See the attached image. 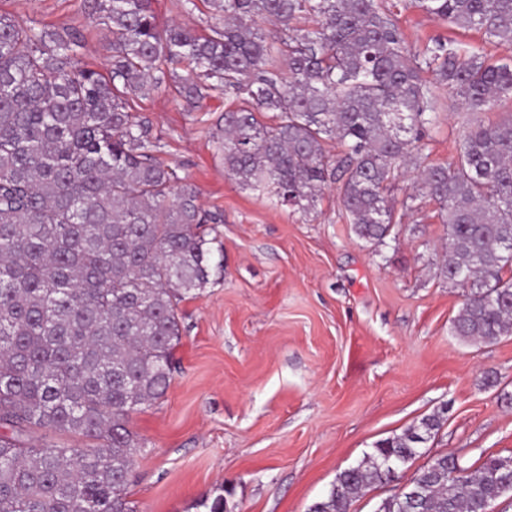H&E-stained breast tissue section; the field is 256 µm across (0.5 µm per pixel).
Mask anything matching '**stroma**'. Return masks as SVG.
<instances>
[{
	"mask_svg": "<svg viewBox=\"0 0 512 512\" xmlns=\"http://www.w3.org/2000/svg\"><path fill=\"white\" fill-rule=\"evenodd\" d=\"M385 3L410 49L451 39L512 59V45L431 20L411 0ZM151 10L158 26L201 32L214 15L204 2L184 12L180 0H151ZM0 13L83 33L81 66L109 74V38L84 0H0ZM234 100L214 92L191 108L163 88L133 102L165 163L221 218L203 227L206 287L177 304L171 385L131 419L142 443L129 487L137 512H206L219 495L227 512H308L376 442L436 411L443 424L401 481L440 454L466 467L512 456V336L471 345L453 335L463 297L440 274L436 204L407 213L384 246L356 238L335 188L306 213L277 204L224 171L223 115ZM437 110L424 153L446 165L471 115L442 91Z\"/></svg>",
	"mask_w": 512,
	"mask_h": 512,
	"instance_id": "1",
	"label": "stroma"
}]
</instances>
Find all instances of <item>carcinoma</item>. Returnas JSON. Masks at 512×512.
Here are the masks:
<instances>
[{
  "instance_id": "1",
  "label": "carcinoma",
  "mask_w": 512,
  "mask_h": 512,
  "mask_svg": "<svg viewBox=\"0 0 512 512\" xmlns=\"http://www.w3.org/2000/svg\"><path fill=\"white\" fill-rule=\"evenodd\" d=\"M109 36L105 78L78 68L83 36L37 30L0 14V512H136L128 499L140 447L132 414L163 398L181 340L177 301L208 283L199 231L213 218L195 186L159 157L131 101L165 87L188 106L232 91L224 111V169L303 212L336 186L355 236L386 244L401 223L389 193L408 167L446 230L441 274L464 293L454 335L512 336V61L450 40L408 48L382 0H207L222 18L200 35L157 26L149 0H86ZM438 22L512 44V0H414ZM430 73L435 84L422 74ZM472 120L448 165L425 163L439 124L435 90ZM334 139L342 156L324 144ZM442 425L433 413L376 443L343 470L310 512H348L409 463ZM36 430L98 441L39 443ZM408 509L489 512L512 488L490 456L474 469L453 454L412 478Z\"/></svg>"
}]
</instances>
